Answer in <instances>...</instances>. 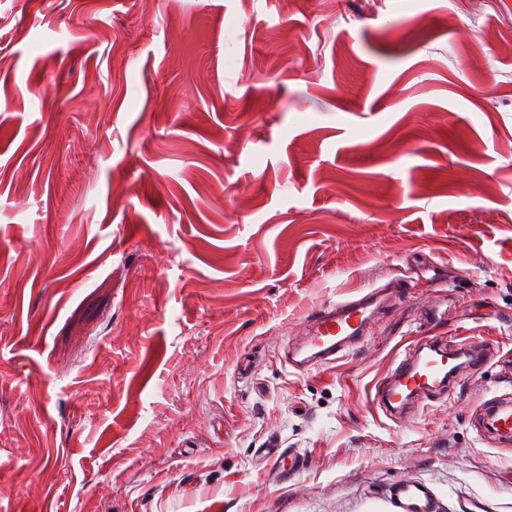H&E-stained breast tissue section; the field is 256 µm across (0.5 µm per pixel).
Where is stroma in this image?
<instances>
[{
  "mask_svg": "<svg viewBox=\"0 0 512 512\" xmlns=\"http://www.w3.org/2000/svg\"><path fill=\"white\" fill-rule=\"evenodd\" d=\"M505 394L512 0H0V512H512ZM383 291L374 289L355 301L339 303L317 314L308 345L296 352L291 365L300 369L335 361L348 342L363 335L384 301ZM425 349L440 359L435 356L423 358ZM441 352V349L428 345L423 346L415 355L401 360L376 389L375 398H380L379 405L386 402L394 408L395 404L401 405L408 396L417 391L445 383L443 377L447 371L446 362ZM405 392L407 393L404 395ZM481 428L504 444H512V397L486 402L480 413ZM395 496L401 512H433L432 492L423 484H401Z\"/></svg>",
  "mask_w": 512,
  "mask_h": 512,
  "instance_id": "35a3bbf8",
  "label": "stroma"
}]
</instances>
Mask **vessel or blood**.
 Wrapping results in <instances>:
<instances>
[{
	"mask_svg": "<svg viewBox=\"0 0 512 512\" xmlns=\"http://www.w3.org/2000/svg\"><path fill=\"white\" fill-rule=\"evenodd\" d=\"M384 301L382 289L372 290L354 301L342 302L317 314L309 343L297 352L294 368H307L334 361L364 329ZM444 359L415 354L401 360L376 389L381 402L403 403L412 394L442 384ZM482 429L504 444H512V397L486 402L480 413ZM401 512H432V493L422 484H402L395 491Z\"/></svg>",
	"mask_w": 512,
	"mask_h": 512,
	"instance_id": "b4317fda",
	"label": "vessel or blood"
}]
</instances>
